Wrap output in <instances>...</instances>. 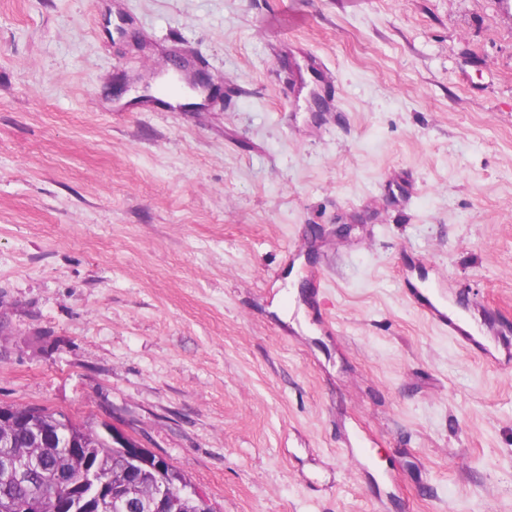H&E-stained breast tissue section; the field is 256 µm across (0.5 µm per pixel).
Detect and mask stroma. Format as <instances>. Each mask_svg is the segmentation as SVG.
I'll return each mask as SVG.
<instances>
[{"instance_id":"stroma-1","label":"stroma","mask_w":512,"mask_h":512,"mask_svg":"<svg viewBox=\"0 0 512 512\" xmlns=\"http://www.w3.org/2000/svg\"><path fill=\"white\" fill-rule=\"evenodd\" d=\"M440 285L512 344V0H0V404L216 512H512Z\"/></svg>"}]
</instances>
